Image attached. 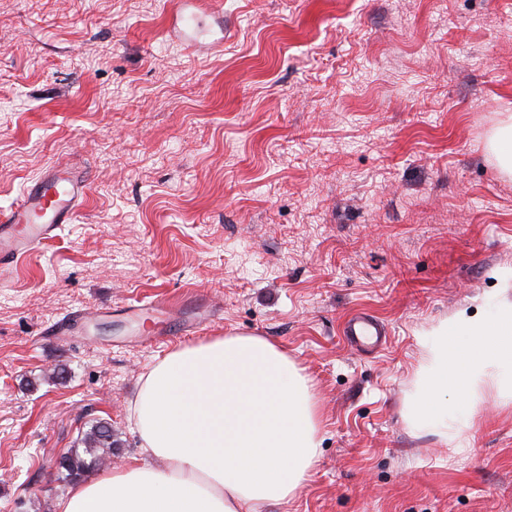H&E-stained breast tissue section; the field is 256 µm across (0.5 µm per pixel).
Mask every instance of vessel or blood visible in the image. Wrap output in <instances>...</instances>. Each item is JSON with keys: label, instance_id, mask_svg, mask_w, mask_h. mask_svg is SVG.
<instances>
[{"label": "vessel or blood", "instance_id": "1", "mask_svg": "<svg viewBox=\"0 0 512 512\" xmlns=\"http://www.w3.org/2000/svg\"><path fill=\"white\" fill-rule=\"evenodd\" d=\"M88 181L86 173L72 167L50 170L27 187L13 207L0 212V275L19 256L54 238L60 225L71 221ZM344 334L353 345H375L383 329L371 318L358 315L347 321Z\"/></svg>", "mask_w": 512, "mask_h": 512}]
</instances>
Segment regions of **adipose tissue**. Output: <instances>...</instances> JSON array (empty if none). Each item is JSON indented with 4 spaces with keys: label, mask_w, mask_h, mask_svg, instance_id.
<instances>
[{
    "label": "adipose tissue",
    "mask_w": 512,
    "mask_h": 512,
    "mask_svg": "<svg viewBox=\"0 0 512 512\" xmlns=\"http://www.w3.org/2000/svg\"><path fill=\"white\" fill-rule=\"evenodd\" d=\"M406 399L415 429L457 437L459 406L512 401V298L458 313L422 337ZM148 461L74 482L58 512H255L292 499L321 452L319 406L287 351L217 336L157 361L129 406Z\"/></svg>",
    "instance_id": "ef3b65f1"
}]
</instances>
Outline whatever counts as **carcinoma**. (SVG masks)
Returning a JSON list of instances; mask_svg holds the SVG:
<instances>
[{
	"label": "carcinoma",
	"instance_id": "1",
	"mask_svg": "<svg viewBox=\"0 0 512 512\" xmlns=\"http://www.w3.org/2000/svg\"><path fill=\"white\" fill-rule=\"evenodd\" d=\"M78 445L83 451L73 448L63 454L58 461L62 480L72 483L85 476L88 470L101 468L112 459V455L122 447V441L112 431V423L99 420L88 430L81 432Z\"/></svg>",
	"mask_w": 512,
	"mask_h": 512
}]
</instances>
